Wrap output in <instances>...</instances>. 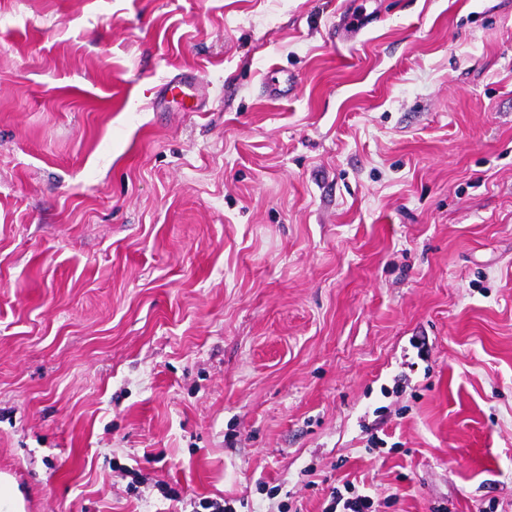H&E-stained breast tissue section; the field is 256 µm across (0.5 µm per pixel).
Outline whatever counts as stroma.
<instances>
[{
  "instance_id": "35a3bbf8",
  "label": "stroma",
  "mask_w": 512,
  "mask_h": 512,
  "mask_svg": "<svg viewBox=\"0 0 512 512\" xmlns=\"http://www.w3.org/2000/svg\"><path fill=\"white\" fill-rule=\"evenodd\" d=\"M2 472L512 512V0H0Z\"/></svg>"
}]
</instances>
